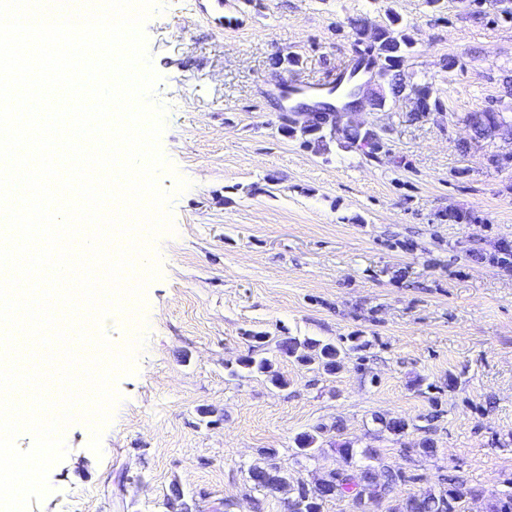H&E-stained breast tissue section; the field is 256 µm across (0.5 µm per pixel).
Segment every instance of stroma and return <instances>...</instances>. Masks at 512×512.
I'll list each match as a JSON object with an SVG mask.
<instances>
[{"label":"stroma","mask_w":512,"mask_h":512,"mask_svg":"<svg viewBox=\"0 0 512 512\" xmlns=\"http://www.w3.org/2000/svg\"><path fill=\"white\" fill-rule=\"evenodd\" d=\"M210 6L160 0L144 25L172 228L132 272L159 269L138 322L116 312L98 327L117 353L143 340L100 452L89 422L67 426L50 491L28 512H170L175 486L198 512H287L292 488L264 494L248 480L261 449L311 484L342 466V443L354 464L406 475L375 512L454 476L470 491L465 512H490L512 494V268L492 261L512 243V164L488 157L512 155V139L471 142L464 117L512 105V21L474 19L460 0H224L220 21ZM392 12L414 40L408 81L433 84L443 104L420 120L402 99L366 113L407 167L283 136V87L331 82L359 56L350 20ZM451 209L475 223H449ZM255 333L365 346L328 374L255 347ZM254 352L287 389L230 376ZM395 417L405 433L383 428ZM315 430L318 449L295 458V436ZM426 438L434 455L418 450Z\"/></svg>","instance_id":"35a3bbf8"}]
</instances>
